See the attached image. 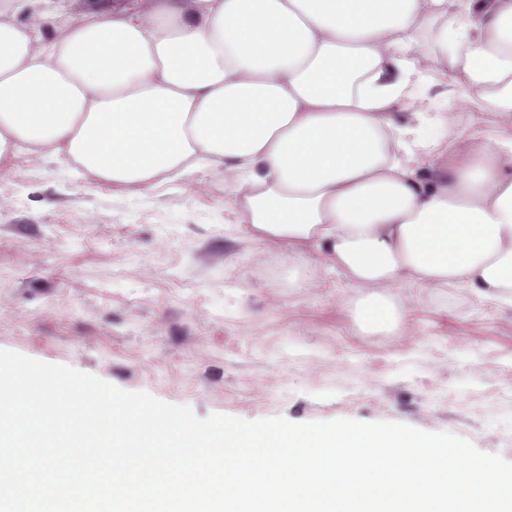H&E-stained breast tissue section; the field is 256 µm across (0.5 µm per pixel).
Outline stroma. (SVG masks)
Here are the masks:
<instances>
[{
    "mask_svg": "<svg viewBox=\"0 0 512 512\" xmlns=\"http://www.w3.org/2000/svg\"><path fill=\"white\" fill-rule=\"evenodd\" d=\"M223 170L115 189L38 152L0 174V349L190 406L199 417L352 419L448 432L512 461V304L366 289L256 239ZM356 316L368 329L390 328L397 324L398 309L384 295L373 293L366 296Z\"/></svg>",
    "mask_w": 512,
    "mask_h": 512,
    "instance_id": "obj_1",
    "label": "stroma"
}]
</instances>
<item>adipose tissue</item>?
Masks as SVG:
<instances>
[{"label": "adipose tissue", "instance_id": "ef3b65f1", "mask_svg": "<svg viewBox=\"0 0 512 512\" xmlns=\"http://www.w3.org/2000/svg\"><path fill=\"white\" fill-rule=\"evenodd\" d=\"M23 8L0 0V173L22 149L138 190L224 169L257 239L367 289L369 329L396 326L383 291L403 281L512 297V0ZM427 26L465 83L424 74ZM424 80L497 131L449 136L443 111L431 142L411 135L396 107Z\"/></svg>", "mask_w": 512, "mask_h": 512}]
</instances>
